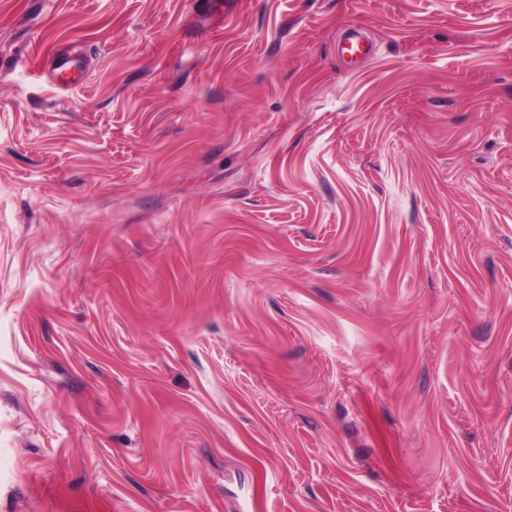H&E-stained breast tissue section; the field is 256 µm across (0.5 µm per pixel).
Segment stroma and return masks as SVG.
Segmentation results:
<instances>
[{"mask_svg":"<svg viewBox=\"0 0 512 512\" xmlns=\"http://www.w3.org/2000/svg\"><path fill=\"white\" fill-rule=\"evenodd\" d=\"M255 502L512 512V0H0V512Z\"/></svg>","mask_w":512,"mask_h":512,"instance_id":"1","label":"stroma"}]
</instances>
